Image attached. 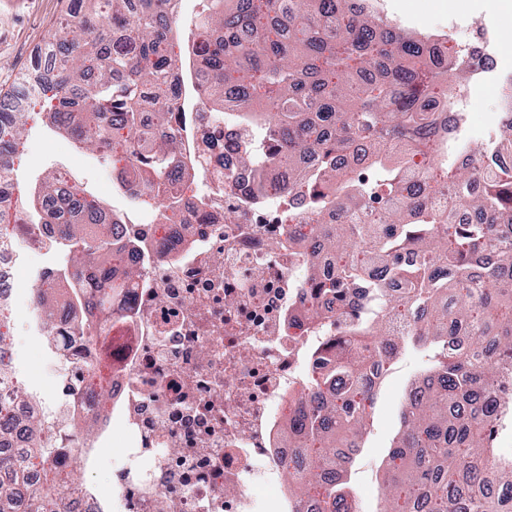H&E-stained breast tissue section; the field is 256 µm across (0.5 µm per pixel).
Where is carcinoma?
I'll return each instance as SVG.
<instances>
[{
  "mask_svg": "<svg viewBox=\"0 0 512 512\" xmlns=\"http://www.w3.org/2000/svg\"><path fill=\"white\" fill-rule=\"evenodd\" d=\"M178 41L174 0H70L65 26L45 53V125L123 165L136 207L163 224L183 221L181 191L206 205L205 174L176 163L183 127L174 112L184 54L199 53L213 84L214 123L250 127L243 162L284 176L286 192L309 200L291 230L310 224L314 251L303 263L313 289L307 312L342 325L323 351L313 389L296 398L293 494L323 490L321 512H340L384 373L400 344L433 349L406 393L400 430L385 459L380 512H512V455L495 454L512 418V102L498 163L455 142L468 161L448 165L442 114L454 110L448 72L467 63L446 41L383 22L354 0H199ZM29 113L0 112V160L16 154ZM376 172L370 187L357 166ZM422 177L408 195L412 177ZM122 214L55 173L15 219V235L60 224L67 259L36 289L65 281L72 305L94 318L87 343L108 330L112 305L138 273L113 247ZM30 458L0 452V512H56L65 489L19 502Z\"/></svg>",
  "mask_w": 512,
  "mask_h": 512,
  "instance_id": "cac0c4a2",
  "label": "carcinoma"
}]
</instances>
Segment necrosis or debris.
Instances as JSON below:
<instances>
[{"instance_id":"4bbe7bcc","label":"necrosis or debris","mask_w":512,"mask_h":512,"mask_svg":"<svg viewBox=\"0 0 512 512\" xmlns=\"http://www.w3.org/2000/svg\"><path fill=\"white\" fill-rule=\"evenodd\" d=\"M457 54L479 57L482 81L498 67L512 31L477 18L456 27ZM249 131L221 123V178H209V206L181 224L119 226L127 260L141 268L120 319L94 346L77 337L72 290L57 282L23 294V256L0 244V303L25 300L29 321L61 369L51 397L22 396L10 423L13 449L48 448L30 467L64 473L91 459L114 431L120 465L102 497L70 484L58 512H297L288 464L298 427L293 397L309 383L327 333L305 311L298 271L310 243H289L286 210L296 196L254 197L239 145ZM270 488L267 497L257 487Z\"/></svg>"}]
</instances>
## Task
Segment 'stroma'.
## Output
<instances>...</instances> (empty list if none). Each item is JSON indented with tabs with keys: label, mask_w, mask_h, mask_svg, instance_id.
<instances>
[{
	"label": "stroma",
	"mask_w": 512,
	"mask_h": 512,
	"mask_svg": "<svg viewBox=\"0 0 512 512\" xmlns=\"http://www.w3.org/2000/svg\"><path fill=\"white\" fill-rule=\"evenodd\" d=\"M68 0H0V101L8 102L20 90L21 75L33 74L44 45L63 21ZM450 0H378L375 10L391 24L427 34L447 30ZM494 83H464L462 105L474 114L496 110L495 83L512 78V56L504 57ZM17 167V191L34 188L51 170L65 172L81 188L115 210L141 219L128 199L112 180L109 166L88 151L77 150L65 137L34 125L24 137L14 157ZM0 331L23 338L13 363L18 382L24 390L50 391L57 371L35 339L37 330L29 326L20 308L0 314ZM425 368V356L412 348L401 349L397 361L384 378L364 448L362 466L354 467L350 482L362 500L364 512L378 506L381 466L400 428L399 411L411 380Z\"/></svg>",
	"instance_id": "stroma-1"
}]
</instances>
